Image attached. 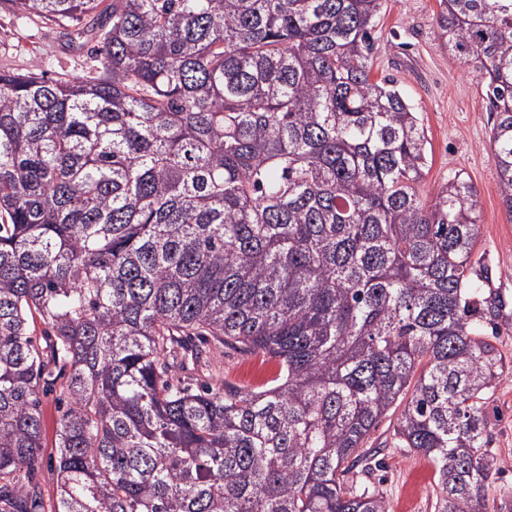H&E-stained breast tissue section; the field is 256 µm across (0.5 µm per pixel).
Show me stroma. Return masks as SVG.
Masks as SVG:
<instances>
[{"label": "stroma", "mask_w": 512, "mask_h": 512, "mask_svg": "<svg viewBox=\"0 0 512 512\" xmlns=\"http://www.w3.org/2000/svg\"><path fill=\"white\" fill-rule=\"evenodd\" d=\"M437 0H384L377 19L375 78L388 77L419 112L432 162L420 193L430 197L450 175H467L477 190V254L496 272L495 284L512 296V216L503 207L490 156L491 115L486 84L475 67L460 62L437 34ZM94 62L89 48L70 42L61 27L25 19L11 0H0V68L39 65L49 77L83 75ZM257 360L231 349L214 351L208 366L186 361L187 374L251 385ZM500 470L488 494L487 512L512 500V375H504L486 410ZM381 485L390 512H434V468L422 455L386 449Z\"/></svg>", "instance_id": "35a3bbf8"}]
</instances>
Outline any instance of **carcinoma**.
I'll return each instance as SVG.
<instances>
[{
  "label": "carcinoma",
  "instance_id": "obj_1",
  "mask_svg": "<svg viewBox=\"0 0 512 512\" xmlns=\"http://www.w3.org/2000/svg\"><path fill=\"white\" fill-rule=\"evenodd\" d=\"M10 2L97 48L0 70V512H389L387 448L431 461L435 512H485L509 302L471 182L420 195L423 119L371 75L383 0ZM436 25L486 80L512 217V0ZM212 344L275 371L172 381ZM58 393L54 391L53 393H47L45 396L42 394V407L44 412V420H45V441L46 448H44V456L43 463L39 469L38 478L40 480L44 496L45 498H54L56 493V472H55V462L52 458L51 463V454L54 455L52 444L54 440L55 434V426L56 420L58 418V412L56 410V397Z\"/></svg>",
  "mask_w": 512,
  "mask_h": 512
}]
</instances>
